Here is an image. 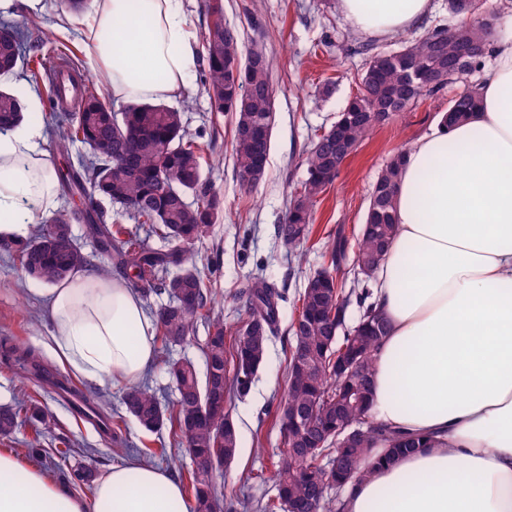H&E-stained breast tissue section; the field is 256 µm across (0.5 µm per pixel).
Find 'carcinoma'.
<instances>
[{"label": "carcinoma", "mask_w": 512, "mask_h": 512, "mask_svg": "<svg viewBox=\"0 0 512 512\" xmlns=\"http://www.w3.org/2000/svg\"><path fill=\"white\" fill-rule=\"evenodd\" d=\"M448 8L459 18L451 34L446 27L430 28L394 53L379 51L370 40L358 42L355 52L366 56V63L357 75V93L334 125L312 141L306 157L307 177L291 195L285 222L279 227L286 244L293 247L308 240L314 207L339 175L343 159L383 124L379 115L410 110L482 66V57L463 60L461 53L477 44H490V20L473 17L475 0H448ZM204 13V87L214 111L231 119L235 171L242 186L250 189L263 179L270 150L273 126L268 118L275 108L272 60L255 41L242 50L243 32L225 18L223 0H205ZM33 49L28 32L0 23V73L12 72L19 62L31 57ZM478 99L475 87L461 92L448 103L453 118L443 114L440 123L450 128L466 119ZM23 113L19 97L0 89V131L21 121ZM51 127L59 150H69L76 141L89 148L88 163L56 170L62 191L79 196L85 206L59 210L40 221L33 237L11 246L14 259L33 279L46 284L65 280L88 262L71 237L70 222L79 219L90 226L100 251L112 255L115 267L135 271L134 289L144 302L154 295L168 296L169 302L154 311L156 335L163 347L191 342L197 325H206L203 374L187 360L168 362L177 392L173 406H163L146 382L130 387L123 403L127 413L149 433L173 427L181 451L193 461L185 476L193 512H249L252 504L245 495L231 505L224 503L216 475L238 454V430H224V419L229 417L231 398L248 391L264 363L268 343L277 333L279 292L264 282L251 285L246 290L247 318L233 331L224 328V319L213 315L212 291L183 249L203 237L223 213L221 198L202 179L206 156L200 134L187 130L181 113L162 103L129 101L116 110L89 85L81 91L78 111L52 116ZM402 162L403 153L394 155L374 185L356 241L355 258L365 268L354 278L356 287L346 290L339 280L347 240L338 231L327 245L330 264L322 269L331 278L328 292L305 290L301 295L303 322L291 328L290 355L303 349L319 366L309 371L287 366L277 421L286 439L284 412H306L308 429L322 446L301 448L298 461L277 465V499L259 505V512H288L287 505L313 498L318 499V512H342L341 500L329 497L336 485L324 469L325 460L339 453L349 458L352 468L342 476L344 483L366 476L362 464L378 444L390 457L429 446L416 436L374 424L369 414L371 385L362 391L355 389L333 364L342 349L354 348L361 355L363 375L371 378L374 352L385 336L386 325L367 299L370 282L386 261L395 234V189ZM99 198L123 206L135 223L147 227L150 236L168 248L155 249L147 238L108 226L103 212L94 206ZM353 302L361 308V315L349 328L346 318ZM18 360L36 376L47 374L40 356L32 350L20 352ZM56 384L88 405L97 417L108 420L116 448L126 446L118 418L107 419L81 390L60 380ZM23 414L39 424L40 434L56 424L54 413L30 397L16 409L0 408L1 438L13 434ZM338 417L358 429L348 448L333 447L330 433L336 431Z\"/></svg>", "instance_id": "carcinoma-1"}]
</instances>
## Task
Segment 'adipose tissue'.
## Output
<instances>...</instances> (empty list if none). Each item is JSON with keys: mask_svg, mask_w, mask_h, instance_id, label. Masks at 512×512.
<instances>
[{"mask_svg": "<svg viewBox=\"0 0 512 512\" xmlns=\"http://www.w3.org/2000/svg\"><path fill=\"white\" fill-rule=\"evenodd\" d=\"M431 0H339L356 32L395 37ZM91 71L119 101L179 95L195 61L182 0H94L78 22ZM478 112L406 151L397 232L372 300L387 332L375 357L372 420L434 445L393 461L375 448L344 512H512V36L492 42ZM40 123L0 133V242L26 239L59 208ZM59 360L91 382H139L156 325L120 277L75 270L48 289ZM75 496L0 452V512H192L161 468L118 463Z\"/></svg>", "mask_w": 512, "mask_h": 512, "instance_id": "1", "label": "adipose tissue"}]
</instances>
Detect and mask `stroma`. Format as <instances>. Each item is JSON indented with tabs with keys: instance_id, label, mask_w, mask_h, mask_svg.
<instances>
[{
	"instance_id": "35a3bbf8",
	"label": "stroma",
	"mask_w": 512,
	"mask_h": 512,
	"mask_svg": "<svg viewBox=\"0 0 512 512\" xmlns=\"http://www.w3.org/2000/svg\"><path fill=\"white\" fill-rule=\"evenodd\" d=\"M258 3L263 24L262 42L275 63V125L266 173L252 189H244L234 170L232 131L227 116L212 112L209 96L200 84L201 69L193 67L186 90L170 99V106L182 113L184 124L201 133L210 155L203 178L221 197L226 216L211 225L199 241L187 248V255L204 269L208 285L216 295L214 312L226 326L236 327L246 318L241 292L262 279L274 284L283 298L279 303L278 332L272 337L266 361L254 377L247 395L234 399L230 414L237 426L240 445L234 461L225 467L218 487L225 499L248 494L253 501L275 498L274 463L284 446L276 422L279 399L286 387V368L292 335L290 326L298 315L300 297L308 276L327 264L323 244L327 235L344 229L356 239L369 205L373 184L390 157L427 135L448 107L449 100L464 84L448 85L417 107L394 114L377 127L345 162L313 212L309 243L292 249L278 235L288 210L293 187L307 176L306 156L316 134L329 129L357 87L354 77L364 66L362 56L352 49L360 41L344 21L337 0H224L227 21L239 22L244 7ZM5 21L32 33L40 46L46 68H55L57 50L69 45L75 51L70 66L77 78L95 83L86 65V47L76 25L44 0L39 11L17 0ZM45 286L22 273L11 254L0 249V342L31 349L43 363L83 392L100 397L106 415H124L123 386L109 382L94 384L64 365L53 352L48 336L51 323L45 308ZM205 325H198L194 340L171 350L157 349L156 365L146 375L162 402L175 394L168 385V359L191 360L204 371ZM28 395L47 404L55 413L57 426L42 439L46 450L69 442L76 448L60 467L52 470L57 483L71 466L83 464L93 471L133 459V450L151 443V433L134 419L125 424L129 451H112V438L81 419L62 400L51 383L25 374L13 360L0 355V406L14 404Z\"/></svg>"
}]
</instances>
